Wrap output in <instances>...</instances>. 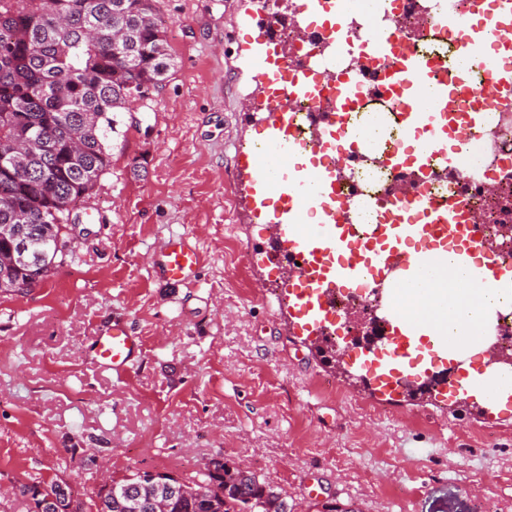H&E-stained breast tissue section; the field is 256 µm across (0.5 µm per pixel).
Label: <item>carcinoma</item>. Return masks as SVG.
<instances>
[{"label": "carcinoma", "mask_w": 512, "mask_h": 512, "mask_svg": "<svg viewBox=\"0 0 512 512\" xmlns=\"http://www.w3.org/2000/svg\"><path fill=\"white\" fill-rule=\"evenodd\" d=\"M155 0H0V291L25 294L70 255L63 228L112 167L118 115L148 97L174 67ZM169 512H292L254 473L224 465L171 479ZM127 512L153 492L137 473Z\"/></svg>", "instance_id": "obj_1"}]
</instances>
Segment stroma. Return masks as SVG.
Masks as SVG:
<instances>
[{"mask_svg": "<svg viewBox=\"0 0 512 512\" xmlns=\"http://www.w3.org/2000/svg\"><path fill=\"white\" fill-rule=\"evenodd\" d=\"M257 8L156 0L175 69L151 108L123 113L124 146L73 210L66 261L29 293L0 292V512H29L22 483L64 479L88 501L104 474L185 478L216 457L269 482L296 512H479L485 494L512 501V418L488 423L430 397L366 415L359 383L337 375L320 337L279 307L288 276L270 228L250 223L233 190L234 145L256 133L239 104L253 87L240 46ZM185 230L203 254L188 287L150 262ZM115 320L144 342L120 379L88 350ZM347 451L361 479L338 463ZM391 485L408 500L385 495Z\"/></svg>", "mask_w": 512, "mask_h": 512, "instance_id": "1", "label": "stroma"}]
</instances>
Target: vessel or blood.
Returning a JSON list of instances; mask_svg holds the SVG:
<instances>
[{
    "instance_id": "b4317fda",
    "label": "vessel or blood",
    "mask_w": 512,
    "mask_h": 512,
    "mask_svg": "<svg viewBox=\"0 0 512 512\" xmlns=\"http://www.w3.org/2000/svg\"><path fill=\"white\" fill-rule=\"evenodd\" d=\"M356 0H301L293 13V24L309 28V14L330 17L334 37L317 51L300 56L289 47L278 29L256 23L254 37L242 52L260 96H245L242 109L263 113L258 137L235 146L236 185L252 200V221L270 225L282 257L294 258L288 299L300 328L317 331L331 319L337 288L367 287L400 271L410 270L416 257L407 245L419 242L423 249L462 248L468 255L482 253L476 225L457 223L447 209L428 193L425 181L434 168L453 167L460 150L448 148V75L456 73L458 83H466L472 69L485 73V97L497 100L506 85L495 51L512 53V31L494 30V43L468 33L466 21L438 10L437 30L455 33L458 55L425 56L403 44L391 28L381 27L363 38H355L349 17ZM360 53L386 62L387 70L379 86L382 93L399 96L402 123L421 136L424 143L416 154L393 151L387 163L395 169L417 168L419 179L410 192L394 186L386 208V218L378 232L363 236L346 223L344 194L336 166L314 169L289 166L294 155L313 145L329 149L338 141L354 142L357 149L374 153L376 140L360 139L348 126L347 114L364 93L358 76L337 74V56ZM329 85L331 96H322L321 85ZM312 101L311 144H303L292 134V109L299 99ZM319 210L318 223L306 221L309 211ZM202 263L190 233L168 237L155 249L151 265L163 278L175 284L192 281ZM384 322L390 328L387 342L356 353L341 361L344 372L364 374L371 385V399L387 402L404 390L429 382L432 368L448 372L451 379L439 391L443 407L468 400L481 407L486 419L512 415V380L487 385L482 376L460 381L465 362L449 357L439 343L429 349L428 361L417 360L414 329L400 324L391 306H384ZM143 341L123 323L115 322L99 331L91 351L102 365L122 374L129 371L141 354Z\"/></svg>"
}]
</instances>
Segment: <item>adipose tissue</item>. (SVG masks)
<instances>
[{
	"instance_id": "ef3b65f1",
	"label": "adipose tissue",
	"mask_w": 512,
	"mask_h": 512,
	"mask_svg": "<svg viewBox=\"0 0 512 512\" xmlns=\"http://www.w3.org/2000/svg\"><path fill=\"white\" fill-rule=\"evenodd\" d=\"M391 301L424 334L447 337L451 351L471 359L484 354L495 310L512 303V288L474 257L437 249L425 252L416 273L398 276Z\"/></svg>"
}]
</instances>
